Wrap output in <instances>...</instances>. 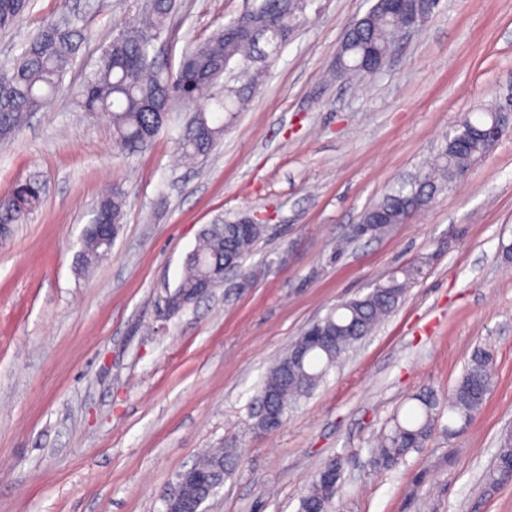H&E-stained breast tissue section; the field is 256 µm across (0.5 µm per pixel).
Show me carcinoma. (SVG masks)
Listing matches in <instances>:
<instances>
[{
	"label": "carcinoma",
	"mask_w": 512,
	"mask_h": 512,
	"mask_svg": "<svg viewBox=\"0 0 512 512\" xmlns=\"http://www.w3.org/2000/svg\"><path fill=\"white\" fill-rule=\"evenodd\" d=\"M317 0H258L254 21L262 26L257 38H231L227 26L216 28L206 39L192 42L186 49L178 71L170 73L159 63L155 42L166 29L175 0H151L149 8L123 29L102 49L98 68L72 89L78 107L93 114L106 113L112 121L114 147L130 152L150 142L169 120L170 114L185 104H195L219 80L224 93L207 98L206 108L194 116L191 128L179 144L183 158L192 160L207 155L224 134V120L233 118L249 100L250 94L266 78L270 61L310 20ZM391 0H377L373 12L348 34L335 72L365 78L370 67L387 53L394 29L406 16L394 11ZM28 7V0H0V30L16 25ZM87 38L86 28L70 19L60 23L46 20L22 45L10 68L0 71V139L10 138L24 119L40 112L50 96L61 86L64 76ZM265 41L268 51L258 49ZM497 107L478 112L467 119L472 135L458 148L443 140L434 158L412 178L397 183L373 209L384 212L389 224H401L408 211L426 208L434 195L452 182V175L469 168L487 154V142L475 134L493 126ZM40 182L30 179L17 185L0 203V233L10 232L41 201ZM126 192L119 186L102 198L93 222L82 232L78 265L87 270L110 255L94 230V222L106 220L119 229ZM265 234L262 224L242 233L235 224L218 222L204 228L195 248L188 254L185 272L176 289L191 292L209 278L212 269L226 259L241 262ZM422 260L377 281L379 288L362 297L342 302L321 320L322 327L334 334L335 344L319 348L302 335L286 355L267 372L254 404L268 410L283 424L289 408L310 396L329 371L349 349L370 335L400 304L410 283L424 274ZM493 378L490 352L477 347L448 397L441 399L431 389L412 396L415 404L395 415L376 437L370 461L375 467L393 468L433 433L441 407L448 408V433L468 424L483 406ZM347 459L330 458L307 483L299 512H336L335 498ZM233 466V454L224 448L213 449L194 468L217 475ZM494 484L512 480V431L499 439L495 464L490 475ZM187 499H208L206 490L193 481L179 488Z\"/></svg>",
	"instance_id": "obj_1"
}]
</instances>
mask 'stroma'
I'll return each mask as SVG.
<instances>
[{"label": "stroma", "instance_id": "35a3bbf8", "mask_svg": "<svg viewBox=\"0 0 512 512\" xmlns=\"http://www.w3.org/2000/svg\"><path fill=\"white\" fill-rule=\"evenodd\" d=\"M373 0H322L212 151L176 163L187 113L144 149L116 154L112 122L67 92L142 0H31L0 32V66L48 18L90 39L66 89L0 141V197L45 192L0 239V512H163L177 475L210 448L235 467L206 512H297L307 480L347 457L340 512H512L491 486L512 426V132L412 219L358 242L347 232L417 172L460 116L512 90V0H442L422 29L360 82L326 80L348 24ZM250 0H177L156 48L178 69L187 42ZM127 193L111 255L80 271L84 227L113 185ZM249 216L266 233L232 280L177 313L165 300L205 225ZM430 258L426 275L315 393L263 434L249 416L271 363L336 304ZM491 389L459 432L435 430L393 470L368 450L407 399L447 396L475 347Z\"/></svg>", "mask_w": 512, "mask_h": 512}]
</instances>
